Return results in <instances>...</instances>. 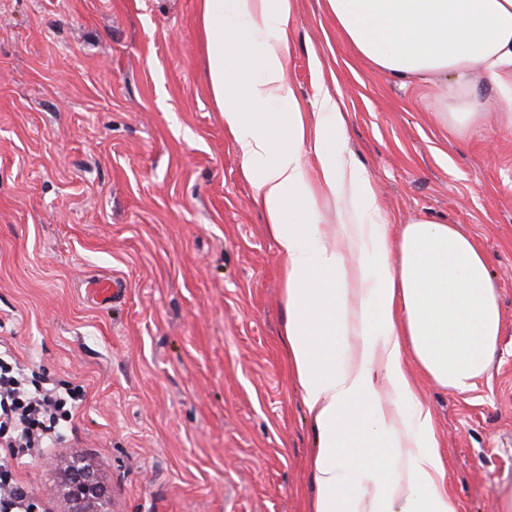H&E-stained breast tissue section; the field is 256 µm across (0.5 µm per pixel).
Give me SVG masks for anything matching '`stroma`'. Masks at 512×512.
<instances>
[{
  "instance_id": "stroma-1",
  "label": "stroma",
  "mask_w": 512,
  "mask_h": 512,
  "mask_svg": "<svg viewBox=\"0 0 512 512\" xmlns=\"http://www.w3.org/2000/svg\"><path fill=\"white\" fill-rule=\"evenodd\" d=\"M286 81L339 91L347 148L390 240L447 221L490 257L504 314L464 394L411 377L458 512L512 498V128H448L296 0ZM204 76L198 0H0V345L81 399L64 441L15 465L35 512H68L62 461L108 512H310L315 433L281 336L283 261ZM123 280L109 304L88 293Z\"/></svg>"
}]
</instances>
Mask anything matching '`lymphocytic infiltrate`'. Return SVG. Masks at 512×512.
<instances>
[{
	"label": "lymphocytic infiltrate",
	"instance_id": "f902f5d3",
	"mask_svg": "<svg viewBox=\"0 0 512 512\" xmlns=\"http://www.w3.org/2000/svg\"><path fill=\"white\" fill-rule=\"evenodd\" d=\"M76 403L74 391L34 384L11 353L0 349V437L7 444L0 454V512H33L29 491L10 478L12 462L59 441Z\"/></svg>",
	"mask_w": 512,
	"mask_h": 512
}]
</instances>
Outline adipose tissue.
<instances>
[{
  "instance_id": "ef3b65f1",
  "label": "adipose tissue",
  "mask_w": 512,
  "mask_h": 512,
  "mask_svg": "<svg viewBox=\"0 0 512 512\" xmlns=\"http://www.w3.org/2000/svg\"><path fill=\"white\" fill-rule=\"evenodd\" d=\"M343 39L398 79L473 71L512 99V0H326ZM206 79L283 258V336L316 432L311 512H458L409 363L468 392L503 326L489 257L454 224L390 241L346 114L318 87L309 118L287 85L295 0H199ZM277 111H270V104ZM336 203L337 223L319 221Z\"/></svg>"
}]
</instances>
